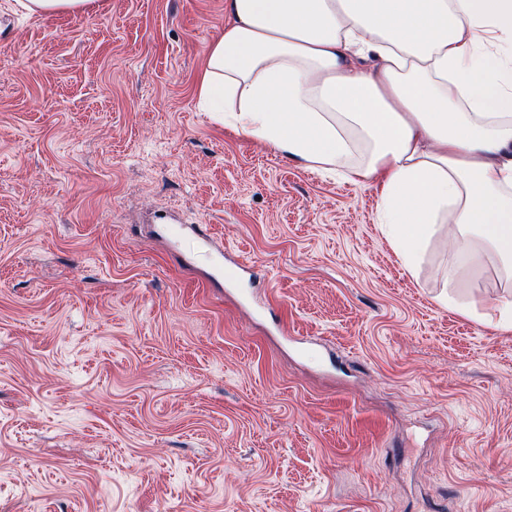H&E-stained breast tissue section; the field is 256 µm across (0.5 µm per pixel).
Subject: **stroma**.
I'll use <instances>...</instances> for the list:
<instances>
[{"instance_id":"stroma-1","label":"stroma","mask_w":512,"mask_h":512,"mask_svg":"<svg viewBox=\"0 0 512 512\" xmlns=\"http://www.w3.org/2000/svg\"><path fill=\"white\" fill-rule=\"evenodd\" d=\"M223 31L0 0V512H512V286L201 111Z\"/></svg>"}]
</instances>
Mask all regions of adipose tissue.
<instances>
[{"mask_svg":"<svg viewBox=\"0 0 512 512\" xmlns=\"http://www.w3.org/2000/svg\"><path fill=\"white\" fill-rule=\"evenodd\" d=\"M198 103L317 171L378 182L405 267L437 224L512 275V0H224Z\"/></svg>","mask_w":512,"mask_h":512,"instance_id":"obj_1","label":"adipose tissue"}]
</instances>
